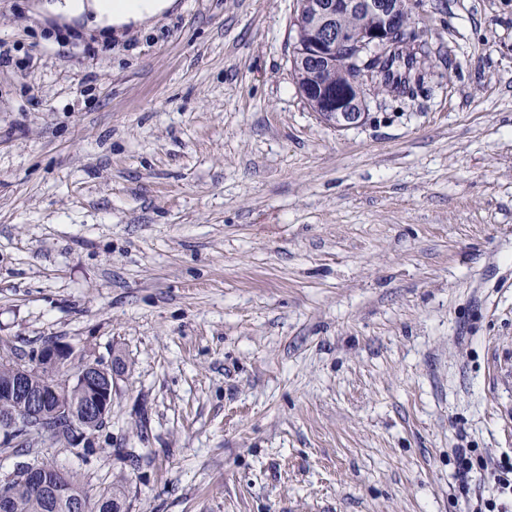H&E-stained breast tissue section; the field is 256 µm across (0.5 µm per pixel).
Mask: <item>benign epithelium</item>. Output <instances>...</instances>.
Returning a JSON list of instances; mask_svg holds the SVG:
<instances>
[{
  "instance_id": "benign-epithelium-1",
  "label": "benign epithelium",
  "mask_w": 512,
  "mask_h": 512,
  "mask_svg": "<svg viewBox=\"0 0 512 512\" xmlns=\"http://www.w3.org/2000/svg\"><path fill=\"white\" fill-rule=\"evenodd\" d=\"M351 12L364 17L357 29L342 24V18ZM405 13H411V0H296L291 69L303 73L304 82L298 85V91L313 111L336 112L338 129L354 127L364 120L368 88L374 83L381 62L405 46L421 52L422 44L408 37L412 19L402 20ZM324 65L336 68L345 80L348 98L339 101L335 93L319 84L318 70ZM75 356V349L65 343L41 347L0 378V398L21 407L18 412L0 414V444L19 435H46L50 432L49 422L64 415L71 425L64 447L81 453L93 447L95 434L82 420L105 418L112 408V387L124 371L114 362L81 364L75 376L86 395L80 404L71 406L62 402L61 396L69 391L71 377L64 371L71 367ZM47 361L54 363L57 370L34 390L28 381L29 366ZM21 478L57 498L67 495L63 485L45 482L42 468L34 460L21 469Z\"/></svg>"
}]
</instances>
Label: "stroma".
Masks as SVG:
<instances>
[{
    "mask_svg": "<svg viewBox=\"0 0 512 512\" xmlns=\"http://www.w3.org/2000/svg\"><path fill=\"white\" fill-rule=\"evenodd\" d=\"M49 2L0 0V355L128 370L44 457L125 512H464L456 449L512 458V0H416L422 89L346 130L294 0ZM48 8L57 14L77 16L89 10L97 20L122 26L138 24L172 5L174 0H54Z\"/></svg>",
    "mask_w": 512,
    "mask_h": 512,
    "instance_id": "obj_1",
    "label": "stroma"
}]
</instances>
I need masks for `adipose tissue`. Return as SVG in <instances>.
<instances>
[{
	"label": "adipose tissue",
	"mask_w": 512,
	"mask_h": 512,
	"mask_svg": "<svg viewBox=\"0 0 512 512\" xmlns=\"http://www.w3.org/2000/svg\"><path fill=\"white\" fill-rule=\"evenodd\" d=\"M171 0H51L50 10L65 16L94 12L112 25L138 24L169 8Z\"/></svg>",
	"instance_id": "obj_1"
}]
</instances>
